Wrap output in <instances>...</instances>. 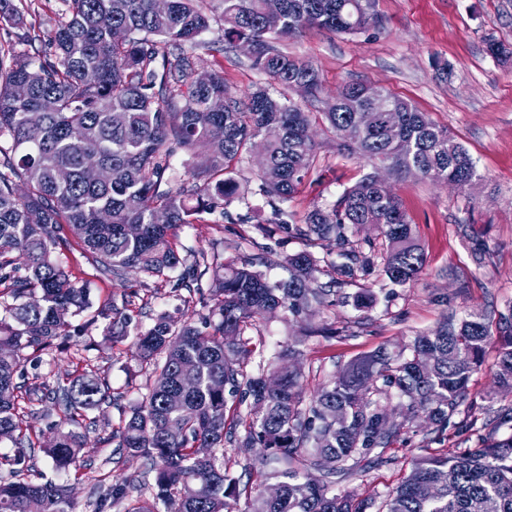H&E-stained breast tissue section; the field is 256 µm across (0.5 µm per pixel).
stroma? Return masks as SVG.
<instances>
[{
	"label": "stroma",
	"mask_w": 512,
	"mask_h": 512,
	"mask_svg": "<svg viewBox=\"0 0 512 512\" xmlns=\"http://www.w3.org/2000/svg\"><path fill=\"white\" fill-rule=\"evenodd\" d=\"M372 9L377 24L359 34L310 28L282 39L281 47L319 70L326 99L352 82L384 88L448 128L474 159L478 178L464 189L416 177L389 182L426 256L418 279L386 293L381 264L346 278L331 265L335 242L310 246L296 235L295 225L309 210L332 207L345 188L372 170L365 161L340 155L335 138L322 133L316 136L315 167L288 203L291 224L270 223V207L254 193L259 170L250 157L239 168L240 194L224 219L205 216L198 224L179 229L174 239L176 247L205 252L221 263L252 261L273 280L285 277L288 256L309 248L326 261L318 282L341 281L345 293L376 296L377 304L365 320L352 307L336 302L297 319L279 311L248 329L252 351L244 359L246 371L258 373L273 357L299 344L307 397L355 358L380 349L392 355L403 351L414 336L435 329L446 312L492 317L512 304V61L501 62L487 49L492 40L512 49V0H373ZM203 39L210 44L202 53L205 70L222 72L230 93L241 97L266 84V77L251 68L242 51L223 49L217 33L204 34ZM246 213L265 222V235H258L253 224L240 223V215ZM266 246L273 257L263 254ZM479 251L485 254L480 265L474 261ZM64 266L72 280L90 286L97 301L131 296V324L142 331L158 316L180 323L208 315L212 307L208 294L176 292L135 271L114 279L77 248ZM307 323L324 327L325 335L300 341ZM86 340L91 345L89 358L119 400L97 412V426L85 433L89 465L71 482L77 512H86L84 503L94 478L108 472L117 482L146 468L144 459L116 456L117 444L110 435L141 402L149 371L129 338L109 336L103 325L89 329ZM496 357V345H488L484 365L471 378L464 402L471 430L450 428L439 434L434 424L419 419L389 448L392 464L362 466L339 479L337 491L353 494L377 510L410 472L413 460L442 448L476 447L490 433L494 411L512 409V392L497 384Z\"/></svg>",
	"instance_id": "1"
}]
</instances>
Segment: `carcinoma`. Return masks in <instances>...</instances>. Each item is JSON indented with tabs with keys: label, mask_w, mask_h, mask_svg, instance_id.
<instances>
[{
	"label": "carcinoma",
	"mask_w": 512,
	"mask_h": 512,
	"mask_svg": "<svg viewBox=\"0 0 512 512\" xmlns=\"http://www.w3.org/2000/svg\"><path fill=\"white\" fill-rule=\"evenodd\" d=\"M198 2L170 0L169 9L158 12L153 0H64L51 52L0 48V138L11 141L10 151L0 149V287L7 296L0 302V441L35 447L25 416L50 402L59 420L40 450L65 475L87 467L80 429L96 425L90 413L117 398L94 368L76 371L64 384H30L22 379L19 353L88 351L83 336L89 328L103 319L112 331L114 321L130 320L131 305L125 298L94 306L90 288L64 269L62 257L73 245L94 254L114 278L135 269L177 289H201L212 263L192 250L180 256L171 243L175 230L202 213H224L239 194L237 168L257 139L267 171L254 193L275 218L288 215L282 204L314 167L311 128L319 119L344 156L462 188L476 177L473 158L448 129L390 93V112L369 105L359 83L343 85L341 99L324 112L308 110L321 101L319 72L288 56L279 41L313 27L356 34L377 22L370 0H282L271 16L264 0H218L224 41L232 47L252 42V67L270 85L289 90L309 83L301 101L276 97L265 86L234 96L222 72L197 83V50L206 48L200 37L214 20ZM2 22L26 26L11 0H0ZM20 82L28 86L25 98L13 92ZM214 97L227 98L224 111H210ZM35 111L41 121L32 125ZM179 150L189 175L182 181L170 164ZM93 164L112 170L114 179H91ZM158 211L168 223H155ZM129 224L138 226L136 234L127 232ZM363 224L376 226L389 243L384 278L398 286L413 282L424 269V252L397 196L371 173L331 208L310 210L296 231L309 245L335 240L339 268L351 277L373 264L349 236ZM16 253L25 259L22 275ZM319 262L303 250L288 257V278L274 282L250 261L222 264L210 288L217 320L177 326L161 315L134 335L132 347L150 367L149 383L115 437L118 454L144 459L153 480L97 483L94 512H108L146 485L151 497L128 512H237L240 479L215 458L226 440L266 449L257 463L271 469L280 486L275 497L258 492L244 512H366L364 503L336 493V479L364 461L390 462L385 449L422 414L446 428L493 337L498 383L512 390V306L494 320L447 314L435 330L414 337L407 357L377 351L354 359L305 409L298 350L276 358L282 376L275 388L265 386L262 374L247 375L241 358L251 352L245 332L253 322L274 308L298 318L329 302L331 289L310 287ZM390 390L401 407L399 423L389 421L380 404ZM230 398L252 399L249 418L236 408L226 415ZM511 422L512 415L499 413L494 433L479 447L416 460L387 494L383 512H512V434L497 435ZM24 461L15 457L14 468L0 476V512H28L33 500L43 512H74L70 485L22 477Z\"/></svg>",
	"instance_id": "carcinoma-1"
}]
</instances>
